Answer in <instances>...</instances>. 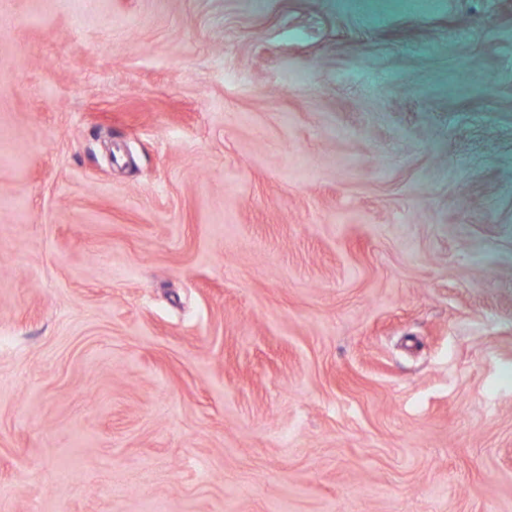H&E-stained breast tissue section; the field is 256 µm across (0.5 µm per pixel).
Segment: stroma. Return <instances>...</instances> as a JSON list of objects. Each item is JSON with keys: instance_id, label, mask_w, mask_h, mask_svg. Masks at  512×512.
<instances>
[{"instance_id": "35a3bbf8", "label": "stroma", "mask_w": 512, "mask_h": 512, "mask_svg": "<svg viewBox=\"0 0 512 512\" xmlns=\"http://www.w3.org/2000/svg\"><path fill=\"white\" fill-rule=\"evenodd\" d=\"M0 512H512V0H0Z\"/></svg>"}]
</instances>
